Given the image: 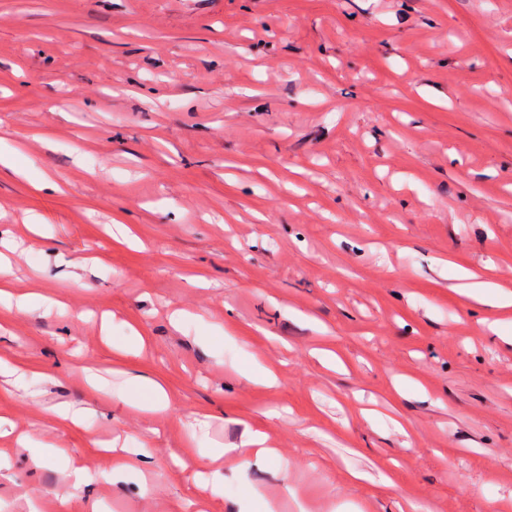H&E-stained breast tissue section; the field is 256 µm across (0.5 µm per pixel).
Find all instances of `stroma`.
<instances>
[{
    "label": "stroma",
    "mask_w": 512,
    "mask_h": 512,
    "mask_svg": "<svg viewBox=\"0 0 512 512\" xmlns=\"http://www.w3.org/2000/svg\"><path fill=\"white\" fill-rule=\"evenodd\" d=\"M0 152V512L512 505V0H0ZM136 393L140 398L139 406L145 411H157L164 407L165 392L151 378L141 376L132 380ZM267 436L259 431L255 430L251 432L250 438L247 442L248 445H251L253 448H251V453L253 454V457L248 460H244L241 463L237 465V467H245L248 464H250L252 461L259 463L267 461L271 456H277L281 457L280 454L276 453L274 449L272 448H266L264 447V444L266 442Z\"/></svg>",
    "instance_id": "1"
}]
</instances>
